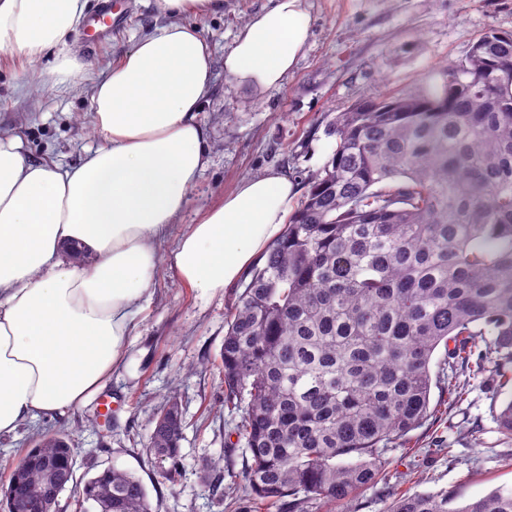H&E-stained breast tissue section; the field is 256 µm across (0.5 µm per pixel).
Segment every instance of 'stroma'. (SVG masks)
<instances>
[{
    "instance_id": "1",
    "label": "stroma",
    "mask_w": 512,
    "mask_h": 512,
    "mask_svg": "<svg viewBox=\"0 0 512 512\" xmlns=\"http://www.w3.org/2000/svg\"><path fill=\"white\" fill-rule=\"evenodd\" d=\"M267 3L224 0L223 12L195 21L214 52L211 92L199 114L210 153L173 234L240 179L272 167L307 193L310 175L336 147L325 130L338 112L360 99L438 80L444 65L463 60L489 31L512 34V0H304L313 18L304 52L281 87L258 93L225 80L224 54L249 16ZM120 7V24L95 49L84 48V33L75 34L91 69L70 87L31 81L39 64L0 50V131L19 134L34 158L74 166L99 144L91 102L96 79L162 22L154 0H121ZM155 281L126 359L106 386L65 416L0 439V485L17 451L34 447L39 435L61 434L76 450L77 482L113 465L141 479L152 512H226L208 492L203 465L228 464L237 472L243 467L234 432L240 416L224 407L219 359L235 290L202 298L162 267ZM511 393L512 386L500 388L491 372L471 381L467 399L458 404L433 390L431 417L397 447L383 450L386 483L363 491L350 512H389L403 493L423 490L451 491L458 507L511 487L512 442L503 440L495 423ZM172 396L185 419L181 474L173 484L144 452L149 421Z\"/></svg>"
}]
</instances>
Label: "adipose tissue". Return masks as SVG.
<instances>
[{"label":"adipose tissue","instance_id":"1","mask_svg":"<svg viewBox=\"0 0 512 512\" xmlns=\"http://www.w3.org/2000/svg\"><path fill=\"white\" fill-rule=\"evenodd\" d=\"M87 0H0V49L30 63L54 55L43 79L88 68L71 46ZM165 24L140 37L94 84L101 146L78 166L33 160L0 131V437L64 415L99 391L126 355L136 316L166 266L199 296L236 283L284 232L298 191L270 169L240 180L179 237L175 220L203 171L209 134L198 114L213 51L193 25L224 0H155ZM304 0H270L239 28L225 78L281 86L309 39ZM92 255L86 265L69 252Z\"/></svg>","mask_w":512,"mask_h":512}]
</instances>
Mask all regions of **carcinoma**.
I'll return each mask as SVG.
<instances>
[{
	"mask_svg": "<svg viewBox=\"0 0 512 512\" xmlns=\"http://www.w3.org/2000/svg\"><path fill=\"white\" fill-rule=\"evenodd\" d=\"M441 74L336 116L332 155L241 282L220 358L244 466L204 465L219 500L240 488L278 512L342 505L386 480L379 448L430 416L432 387L460 401L458 371H512V34L486 33ZM495 422L512 440V397ZM183 427L163 408L145 448L172 482ZM74 467L68 439L46 434L5 497L63 492ZM76 494L151 512L141 480L115 466ZM449 501L406 492L390 512H512V487L453 511Z\"/></svg>",
	"mask_w": 512,
	"mask_h": 512,
	"instance_id": "obj_1",
	"label": "carcinoma"
}]
</instances>
